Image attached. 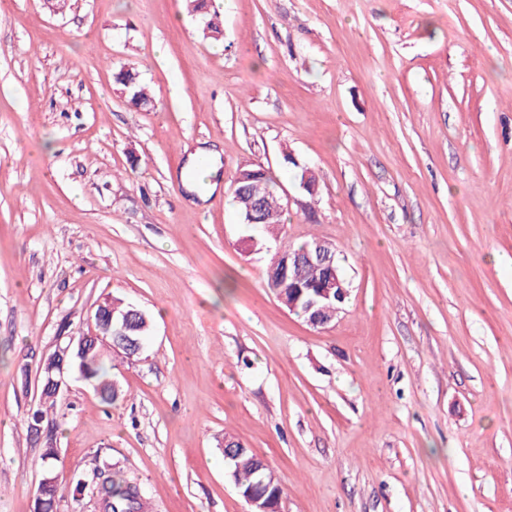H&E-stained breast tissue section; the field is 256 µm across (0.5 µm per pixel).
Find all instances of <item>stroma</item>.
Returning a JSON list of instances; mask_svg holds the SVG:
<instances>
[{"mask_svg":"<svg viewBox=\"0 0 512 512\" xmlns=\"http://www.w3.org/2000/svg\"><path fill=\"white\" fill-rule=\"evenodd\" d=\"M212 9L219 41L186 0H0V512H34L45 474L41 360L115 298L150 338L104 352L122 399L73 375L49 409L57 512H102L96 468L150 512H246L228 433L281 512H512V0ZM190 148L218 154L203 197ZM288 153L316 219L247 241L233 181L259 164L300 196ZM313 237L350 288L322 329L264 286ZM115 81L126 91L127 102L131 107L140 109L150 103L148 95L139 84L137 73L121 70L115 75ZM203 152H197L191 162L187 165V167L181 172V180L184 184H187L189 187H196L198 183H201L202 180H205L206 186L210 188V190H214L217 187V182H213L212 179L217 177L218 171L215 165L212 163H208L205 168H199V163L201 162V154ZM191 170L195 171V179L190 180L187 177L188 172ZM284 161L286 163L290 164L293 168L298 170L299 173H298L297 177H298L299 183H301L302 179H303L304 170L309 169V167H307L305 165H301L299 162H297L295 159H293L290 155L288 158V154H285ZM309 176H310V172H306L305 178H304L303 182L301 183V185L299 186V188L303 194H304L303 191L306 189H310V190L314 191L318 188V185H317L318 179H317L316 174L315 173L313 174V179L317 182L312 185L308 182ZM318 195H319V188L315 192H311V191L305 192V197L308 200L307 202H309V208H308V212H307L309 217H312L315 214V210H314V207L312 206V204L315 203V200ZM307 202L304 200H298V199L296 200L297 205L303 211L306 209ZM242 444L241 447H226V442H224V447L229 448L228 451L234 454L230 448H245L243 446L244 444ZM261 459L263 466L269 470V476L272 479H277L276 473L268 462L263 457H261ZM260 467L261 460L248 448H245L239 457L227 459L228 478L233 483L239 496L243 500L247 497L246 504L249 507L248 512H277L279 505L276 504L280 501L279 499L283 494V488L278 481L270 484L266 477L267 470ZM252 496L262 497V502H268L276 506L271 507L267 503H261V499L248 498Z\"/></svg>","mask_w":512,"mask_h":512,"instance_id":"35a3bbf8","label":"stroma"}]
</instances>
